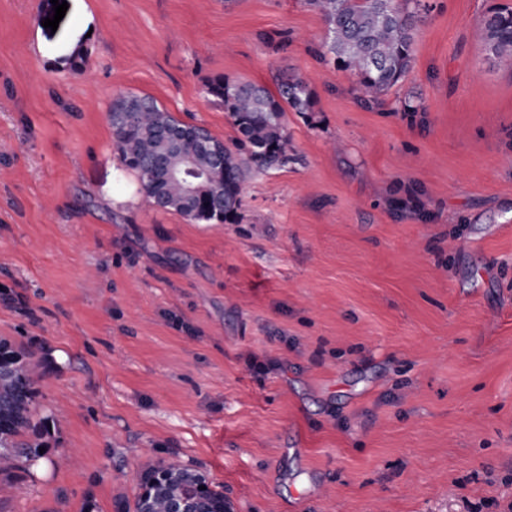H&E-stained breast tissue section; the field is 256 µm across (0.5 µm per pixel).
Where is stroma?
I'll use <instances>...</instances> for the list:
<instances>
[{"label":"stroma","mask_w":512,"mask_h":512,"mask_svg":"<svg viewBox=\"0 0 512 512\" xmlns=\"http://www.w3.org/2000/svg\"><path fill=\"white\" fill-rule=\"evenodd\" d=\"M67 2L53 31L51 0H0V337L48 421L0 512H121L169 459L231 512H512V63L480 32L512 0H421L370 107L304 0ZM284 73L314 109L233 221L139 193L117 97L228 144L207 83Z\"/></svg>","instance_id":"35a3bbf8"}]
</instances>
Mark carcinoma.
<instances>
[{"label":"carcinoma","mask_w":512,"mask_h":512,"mask_svg":"<svg viewBox=\"0 0 512 512\" xmlns=\"http://www.w3.org/2000/svg\"><path fill=\"white\" fill-rule=\"evenodd\" d=\"M324 17L329 42L326 53L334 63L353 71L357 90L366 105L377 103L409 71L413 61V30L420 0H305ZM485 40L500 57L512 55V9L501 8L481 21ZM207 94L224 103L238 138L224 145V168L216 171L215 188L224 195L222 218L207 214L210 199L202 194L193 203L196 214L180 204L182 192L172 183L152 180L140 186L152 202L175 210L191 221H231L242 204L246 171L265 172L288 163L285 112H311L314 95L300 76L279 79L277 93L250 81H230L222 76L207 84ZM130 127H113L122 166L141 174V161L162 149L159 140L169 131L183 134L181 148H195L194 124L175 118L151 96ZM36 351L0 338V475L8 476L23 462L42 457L45 421L36 420V400L41 380ZM193 492L195 512H229L224 493L202 472L177 460L147 466L140 474L133 512H170L173 502Z\"/></svg>","instance_id":"carcinoma-1"}]
</instances>
